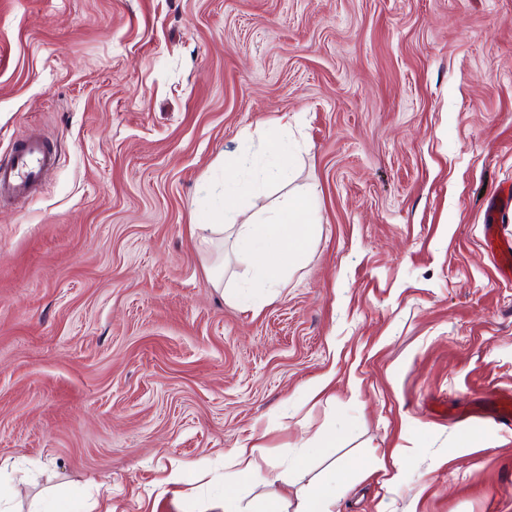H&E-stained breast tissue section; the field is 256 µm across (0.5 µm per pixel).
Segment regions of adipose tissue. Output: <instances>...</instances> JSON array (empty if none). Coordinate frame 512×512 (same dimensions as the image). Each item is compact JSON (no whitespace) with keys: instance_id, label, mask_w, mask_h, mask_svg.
I'll use <instances>...</instances> for the list:
<instances>
[{"instance_id":"adipose-tissue-1","label":"adipose tissue","mask_w":512,"mask_h":512,"mask_svg":"<svg viewBox=\"0 0 512 512\" xmlns=\"http://www.w3.org/2000/svg\"><path fill=\"white\" fill-rule=\"evenodd\" d=\"M314 207L315 193L310 190L289 201L286 212H274L261 223L202 224L198 230L228 235L234 254L248 261V272L256 287L276 288L304 256L317 233Z\"/></svg>"}]
</instances>
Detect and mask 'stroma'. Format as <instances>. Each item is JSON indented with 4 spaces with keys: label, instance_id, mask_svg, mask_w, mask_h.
<instances>
[{
    "label": "stroma",
    "instance_id": "obj_1",
    "mask_svg": "<svg viewBox=\"0 0 512 512\" xmlns=\"http://www.w3.org/2000/svg\"><path fill=\"white\" fill-rule=\"evenodd\" d=\"M289 117L317 234L272 302L192 237L243 135ZM58 165L0 206V465L18 512H512V283L482 247L512 183V0H0V156ZM224 263V288L207 268ZM336 432L335 447L318 437ZM259 444L284 481L235 475ZM58 155L43 134L30 131L16 140L10 156L0 159V202L28 200L55 169ZM481 396L470 401L469 413L472 417L490 419L497 424L512 426V398L499 391L487 389ZM335 502L331 490L321 486L299 497L294 512H334Z\"/></svg>",
    "mask_w": 512,
    "mask_h": 512
}]
</instances>
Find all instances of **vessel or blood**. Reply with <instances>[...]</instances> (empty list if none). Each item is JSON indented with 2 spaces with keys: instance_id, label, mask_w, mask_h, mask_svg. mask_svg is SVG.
Listing matches in <instances>:
<instances>
[{
  "instance_id": "b4317fda",
  "label": "vessel or blood",
  "mask_w": 512,
  "mask_h": 512,
  "mask_svg": "<svg viewBox=\"0 0 512 512\" xmlns=\"http://www.w3.org/2000/svg\"><path fill=\"white\" fill-rule=\"evenodd\" d=\"M58 155L43 134L28 132L16 140L8 158L0 159V202L16 204L28 200L55 169ZM512 208V189L496 187L484 210V248L492 259L498 279L512 281V240L499 237L500 214ZM470 414L480 419L512 426V398L488 389L472 400Z\"/></svg>"
}]
</instances>
